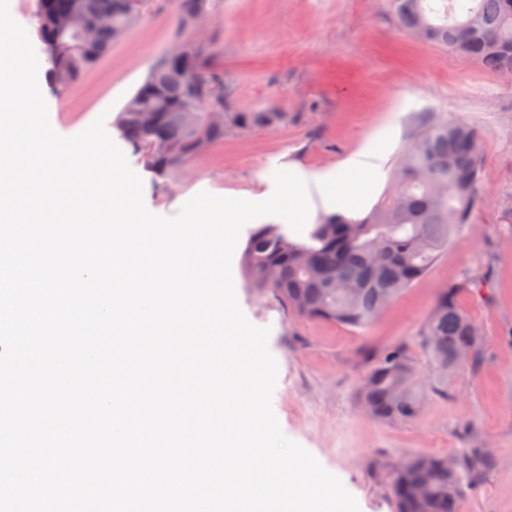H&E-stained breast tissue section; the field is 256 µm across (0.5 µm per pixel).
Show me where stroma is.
Segmentation results:
<instances>
[{
    "instance_id": "stroma-1",
    "label": "stroma",
    "mask_w": 512,
    "mask_h": 512,
    "mask_svg": "<svg viewBox=\"0 0 512 512\" xmlns=\"http://www.w3.org/2000/svg\"><path fill=\"white\" fill-rule=\"evenodd\" d=\"M199 33L212 37L213 64L237 106L269 108L283 119L228 134L178 175L171 193L135 165L155 215H177L204 182L260 202L275 171L332 170L361 151L381 166L378 197L422 122L462 120L478 134L481 205L369 326L298 317L242 278L235 290L247 319L270 330L278 364L272 408L283 434L341 480L360 512H393L386 472L402 457H451L462 448L491 449L493 463L466 489L461 512H512V81L412 39L395 25L388 0H214L199 29L178 27L175 0H148L141 20L63 92L49 85L48 57L39 53L52 128L71 137L101 117L118 138L108 107L123 106L175 39ZM471 278L484 279L482 293L462 291L458 303L485 337L481 367L449 373L447 390L428 395L415 419L371 418L359 394L367 355L406 343L418 380H429L434 371L418 330L442 289Z\"/></svg>"
}]
</instances>
